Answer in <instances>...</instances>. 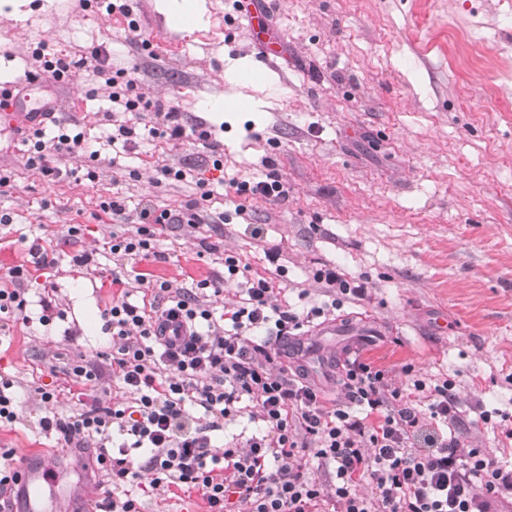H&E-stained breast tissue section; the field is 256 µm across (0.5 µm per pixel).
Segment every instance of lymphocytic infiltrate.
<instances>
[{
	"label": "lymphocytic infiltrate",
	"mask_w": 512,
	"mask_h": 512,
	"mask_svg": "<svg viewBox=\"0 0 512 512\" xmlns=\"http://www.w3.org/2000/svg\"><path fill=\"white\" fill-rule=\"evenodd\" d=\"M106 60L105 51H93L112 102L154 113L151 137H185L174 108L119 82ZM24 144L26 167L53 180L67 175L57 157L89 150L82 130L62 125L49 134L34 130ZM209 196L202 191L176 214L144 204L136 230L113 236V259L149 256L153 225L201 223L199 202ZM29 254L32 265L10 267L0 278L1 335L27 308L30 266L54 262L37 240ZM224 279L238 282L243 297L219 309L201 295L211 286L207 280L193 291L153 284L152 300L140 303L126 291L113 298L104 316L112 331V376L125 403L94 397L79 413L62 415L52 408L54 392L40 389L42 431L70 447L98 448L112 481L105 512H138L132 488L145 472L154 485L201 492L208 512L231 505L237 512H489L492 500L512 499L511 466L444 434L460 417L452 380L395 387L386 370L357 358L345 363L332 398L303 373L277 365L282 342L344 301L363 298V284L334 267L319 268L313 279L323 299L303 291L293 306L279 302L274 277L250 274L235 256L224 258ZM423 399L424 416L416 408ZM237 416L257 431L233 436L214 453L213 432ZM312 461L323 480L310 477Z\"/></svg>",
	"instance_id": "obj_1"
}]
</instances>
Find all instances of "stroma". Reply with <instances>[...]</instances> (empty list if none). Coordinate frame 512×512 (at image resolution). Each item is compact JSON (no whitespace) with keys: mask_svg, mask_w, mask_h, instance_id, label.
I'll return each mask as SVG.
<instances>
[{"mask_svg":"<svg viewBox=\"0 0 512 512\" xmlns=\"http://www.w3.org/2000/svg\"><path fill=\"white\" fill-rule=\"evenodd\" d=\"M189 24L174 27L157 0H131V31L120 14L97 0H23L0 7V88H23L39 67L38 45L70 59L108 52L136 92L176 108L194 138H145L131 154L113 157V124L153 125L149 112H116L93 70L73 81H42L35 95L55 123L75 122L99 151L63 157L61 168H91L96 180L51 181L27 169L21 135L0 131V273L23 263L26 240L51 241L54 266L28 283L27 321H16L0 344V374L10 376L19 418L0 426V449L15 466L44 460L62 447L40 429L35 389L56 391L54 408L80 411L69 363L82 357L102 373L98 396L122 400L107 357L106 328L87 330L85 306L102 313L130 290L136 274L195 288L222 285L215 306L238 300L224 280V255L251 273L271 265L265 252L280 247L286 271L279 284L317 293L313 270L330 265L365 283L363 300L340 315L366 321L362 336H316L317 350L336 362L317 383L334 391L341 365L362 356L388 369L395 384L404 365L426 379L454 381L462 421L453 431L463 444L512 455L499 447V429L479 413H512V0H264V33L248 34L234 0H200ZM265 71L266 84L234 85L224 74L238 61ZM221 167H214V160ZM187 171L164 178L162 166ZM288 186L286 199L237 195L232 181L255 182L269 172ZM212 195L203 213H223L220 224H166L157 231V256L114 261L113 234L133 230L141 203L180 211ZM122 196L121 216L99 204ZM244 206L237 214L236 206ZM83 227L67 237L69 225ZM262 238L252 239L254 225ZM81 250L96 253L89 267L74 266ZM86 283L74 291V280ZM49 293L60 319L41 325L39 297ZM140 512H206L199 493L152 488L134 493Z\"/></svg>","mask_w":512,"mask_h":512,"instance_id":"obj_1","label":"stroma"}]
</instances>
